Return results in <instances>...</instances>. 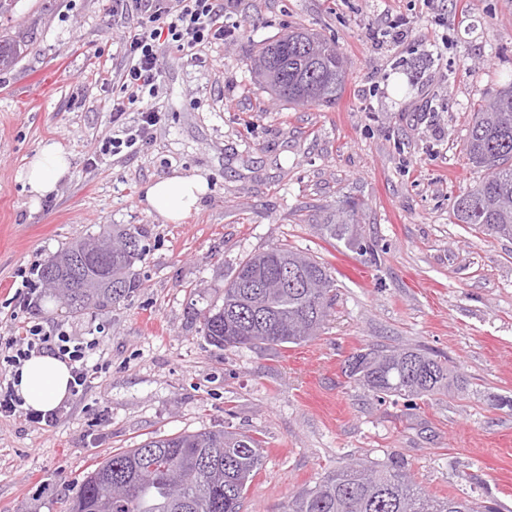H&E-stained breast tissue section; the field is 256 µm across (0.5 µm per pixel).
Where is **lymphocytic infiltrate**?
Segmentation results:
<instances>
[{
	"instance_id": "f902f5d3",
	"label": "lymphocytic infiltrate",
	"mask_w": 512,
	"mask_h": 512,
	"mask_svg": "<svg viewBox=\"0 0 512 512\" xmlns=\"http://www.w3.org/2000/svg\"><path fill=\"white\" fill-rule=\"evenodd\" d=\"M140 21L125 37L129 62L121 79L120 89L112 98V120L121 122L132 102H141L140 118L126 138H115L103 144L102 149L112 154L134 148L149 140L159 121V111L153 101L161 89L159 50L167 45L179 51L193 53L197 47L215 41L229 40L235 33L227 21L231 0H131ZM94 341H79L64 331L49 335L36 325L30 326L24 336H0V415L19 417L39 424L54 423L63 415V408L42 413L24 408L22 398L15 390L14 379L20 368L33 354L49 351L65 360L71 367L73 380L70 390L81 395L91 378L99 370L89 360Z\"/></svg>"
}]
</instances>
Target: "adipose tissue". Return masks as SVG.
<instances>
[{
  "instance_id": "obj_1",
  "label": "adipose tissue",
  "mask_w": 512,
  "mask_h": 512,
  "mask_svg": "<svg viewBox=\"0 0 512 512\" xmlns=\"http://www.w3.org/2000/svg\"><path fill=\"white\" fill-rule=\"evenodd\" d=\"M69 153L55 141L44 143L28 159L19 177L28 188V205L39 210L42 200L56 193L70 173ZM209 191L207 179L199 175L172 174L151 181L145 203L165 221L177 223L197 211ZM70 370L57 356L44 352L25 362L16 387L26 407L48 411L69 396Z\"/></svg>"
}]
</instances>
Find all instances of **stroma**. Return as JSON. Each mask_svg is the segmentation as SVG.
Instances as JSON below:
<instances>
[{
    "label": "stroma",
    "instance_id": "obj_1",
    "mask_svg": "<svg viewBox=\"0 0 512 512\" xmlns=\"http://www.w3.org/2000/svg\"><path fill=\"white\" fill-rule=\"evenodd\" d=\"M403 16L405 38L379 32ZM232 40L189 56L161 48V120L130 153H101L138 119L112 121L134 10L113 0H12L0 37V336L27 325L98 339L103 369L51 426L0 416V512H61L93 465L152 436L249 434L262 467L243 512L293 496L360 459L402 457L419 487L512 512V239L458 223L456 196L482 179L464 149L474 105L512 81V0H236ZM302 25L349 60L335 104L294 107L252 83L257 46ZM442 57L422 63L433 36ZM72 168L39 211L19 171L43 142ZM204 176L210 192L178 224L140 204L151 180ZM354 203L353 239L323 224ZM114 224L145 231L141 286L79 314L43 297L15 310L19 273ZM287 243L334 280L320 335L288 347L225 348L201 315L248 255ZM427 347L463 389L439 400L377 398L344 374L368 346Z\"/></svg>",
    "mask_w": 512,
    "mask_h": 512
}]
</instances>
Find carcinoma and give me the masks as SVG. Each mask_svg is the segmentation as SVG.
Listing matches in <instances>:
<instances>
[{
  "instance_id": "carcinoma-1",
  "label": "carcinoma",
  "mask_w": 512,
  "mask_h": 512,
  "mask_svg": "<svg viewBox=\"0 0 512 512\" xmlns=\"http://www.w3.org/2000/svg\"><path fill=\"white\" fill-rule=\"evenodd\" d=\"M255 83L295 106L336 103L347 60L334 42L295 27L264 42L251 61ZM464 150L486 175L459 195L454 215L486 236L512 239V82L474 110ZM352 209L336 208L332 237L351 228ZM144 230L115 227L70 242L44 259L40 284L71 313L126 299L141 286L133 267ZM333 287L324 263L286 244L242 260L224 285L220 306L201 331L219 348L300 344L324 326ZM345 375L377 397L439 399L460 387L448 360L421 348L373 346ZM261 441L210 430L155 437L115 452L86 473L64 512H240L262 466ZM288 512H481L456 497L429 496L400 457L362 461L328 473L299 492Z\"/></svg>"
}]
</instances>
